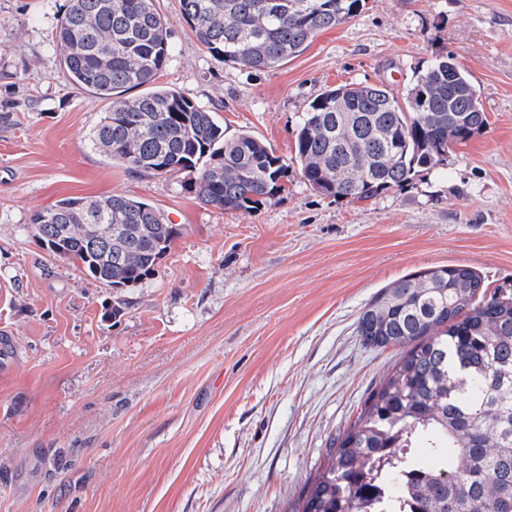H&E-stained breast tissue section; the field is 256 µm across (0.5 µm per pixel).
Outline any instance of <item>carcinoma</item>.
I'll return each instance as SVG.
<instances>
[{"instance_id": "1", "label": "carcinoma", "mask_w": 512, "mask_h": 512, "mask_svg": "<svg viewBox=\"0 0 512 512\" xmlns=\"http://www.w3.org/2000/svg\"><path fill=\"white\" fill-rule=\"evenodd\" d=\"M215 60L253 69L298 56L314 33L355 16L364 0H180ZM52 48L72 84L109 101L91 140L139 174L195 175L188 189L225 211L284 190L288 164L249 133L224 136L208 109L154 86L171 59L155 0H70ZM450 54L413 72L402 98L386 85L324 91L295 138L305 182L336 199L369 200L431 169L487 117ZM52 254L112 288L155 274L180 236L153 205L125 194L66 197L34 211ZM374 347L402 356L353 426L334 442L303 512H512V293L485 296L466 265L399 279L359 318Z\"/></svg>"}]
</instances>
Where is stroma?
<instances>
[{
  "label": "stroma",
  "mask_w": 512,
  "mask_h": 512,
  "mask_svg": "<svg viewBox=\"0 0 512 512\" xmlns=\"http://www.w3.org/2000/svg\"><path fill=\"white\" fill-rule=\"evenodd\" d=\"M173 55L159 85L288 162L256 210L141 175L90 140L107 101L52 49L69 0H0V512H300L306 482L391 371L358 320L381 288L466 265L512 291V0H366L300 55L214 60L179 0H156ZM453 53L488 126L444 165L368 201L315 193L293 163L310 103ZM124 193L182 233L150 278L113 289L54 257L29 217Z\"/></svg>",
  "instance_id": "35a3bbf8"
}]
</instances>
